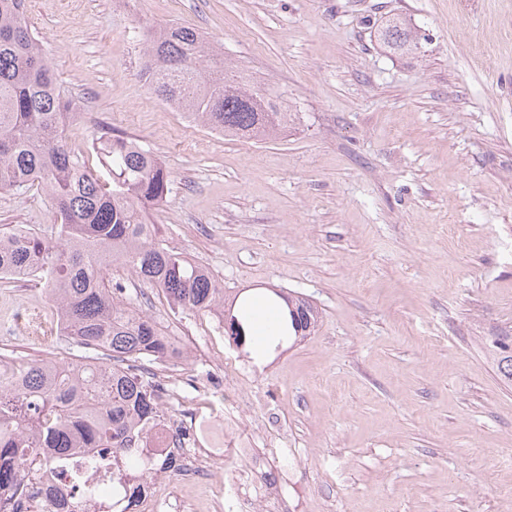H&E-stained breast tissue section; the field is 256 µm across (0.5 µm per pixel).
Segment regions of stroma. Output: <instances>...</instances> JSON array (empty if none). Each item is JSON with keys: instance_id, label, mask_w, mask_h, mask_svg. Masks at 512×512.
<instances>
[{"instance_id": "stroma-1", "label": "stroma", "mask_w": 512, "mask_h": 512, "mask_svg": "<svg viewBox=\"0 0 512 512\" xmlns=\"http://www.w3.org/2000/svg\"><path fill=\"white\" fill-rule=\"evenodd\" d=\"M26 20L88 156L107 129L171 174L149 213L166 245L228 295L293 291L318 310L301 341L236 347L215 316L172 309L121 265L127 297L187 354L141 360L186 436L159 472L156 512H249L235 484L203 483L191 449L247 442L270 512H512V385L484 336L512 331V0H25ZM400 17L422 36L390 49ZM198 29L266 74L293 117L273 141L230 138L155 97L150 32ZM54 224L37 185L0 191V225ZM58 312L26 279L0 280V354L83 361L31 337Z\"/></svg>"}]
</instances>
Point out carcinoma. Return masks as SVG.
Masks as SVG:
<instances>
[{
    "label": "carcinoma",
    "mask_w": 512,
    "mask_h": 512,
    "mask_svg": "<svg viewBox=\"0 0 512 512\" xmlns=\"http://www.w3.org/2000/svg\"><path fill=\"white\" fill-rule=\"evenodd\" d=\"M24 0H0V190L38 183L54 202V235L17 225L0 232V276L37 280L56 307L64 335L96 353L79 364L0 359V490H26L37 470H57L70 480L76 448H110L86 467L112 470L129 506L144 479L128 477L142 463L139 449L164 419L160 385L133 373L143 357L161 361L170 346L153 318L122 298L108 271L120 264L158 288L170 305L197 314L232 311L251 338L248 299L224 306V286L205 267L163 245L149 210L170 192L169 171L157 156L119 134L94 146L101 169L74 156L65 127L73 117L46 53L31 33ZM395 50L417 47L419 36L396 20L385 31ZM149 88L188 117L226 137L263 141L288 126L290 113L265 85H257L192 27L156 30L143 49ZM280 311L274 342L303 339L318 312L301 296L274 293ZM501 378L512 383V334L485 337Z\"/></svg>",
    "instance_id": "1"
}]
</instances>
